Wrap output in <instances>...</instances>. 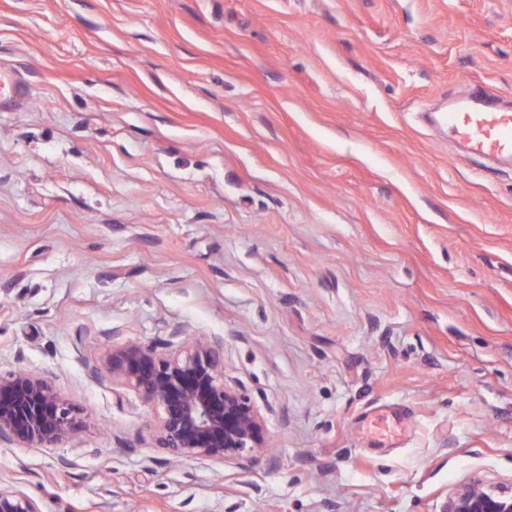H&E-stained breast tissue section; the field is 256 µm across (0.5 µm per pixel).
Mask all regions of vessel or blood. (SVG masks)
I'll return each mask as SVG.
<instances>
[{
  "instance_id": "vessel-or-blood-1",
  "label": "vessel or blood",
  "mask_w": 512,
  "mask_h": 512,
  "mask_svg": "<svg viewBox=\"0 0 512 512\" xmlns=\"http://www.w3.org/2000/svg\"><path fill=\"white\" fill-rule=\"evenodd\" d=\"M448 135L466 154L485 159H512V107L481 90L467 94L449 108Z\"/></svg>"
}]
</instances>
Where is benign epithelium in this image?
<instances>
[{
  "label": "benign epithelium",
  "mask_w": 512,
  "mask_h": 512,
  "mask_svg": "<svg viewBox=\"0 0 512 512\" xmlns=\"http://www.w3.org/2000/svg\"><path fill=\"white\" fill-rule=\"evenodd\" d=\"M102 370L159 410L155 446L177 458L250 461L267 445L263 416L224 382V341L196 339L164 353L128 342L112 347ZM84 426L51 383L31 371L0 373V442L50 448ZM0 512H41L26 493L0 487ZM442 512H512V494L472 483Z\"/></svg>",
  "instance_id": "benign-epithelium-1"
}]
</instances>
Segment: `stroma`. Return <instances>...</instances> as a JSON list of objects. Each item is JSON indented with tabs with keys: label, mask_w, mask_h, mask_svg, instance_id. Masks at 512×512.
I'll return each mask as SVG.
<instances>
[{
	"label": "stroma",
	"mask_w": 512,
	"mask_h": 512,
	"mask_svg": "<svg viewBox=\"0 0 512 512\" xmlns=\"http://www.w3.org/2000/svg\"><path fill=\"white\" fill-rule=\"evenodd\" d=\"M0 371L87 421L0 443L41 512H441L512 489V0H0ZM224 341L246 465L156 448L113 345ZM448 137L460 143L466 154L485 159H512V107L495 95L475 90L448 109ZM442 512H512V494L495 493L475 482L456 492Z\"/></svg>",
	"instance_id": "obj_1"
}]
</instances>
